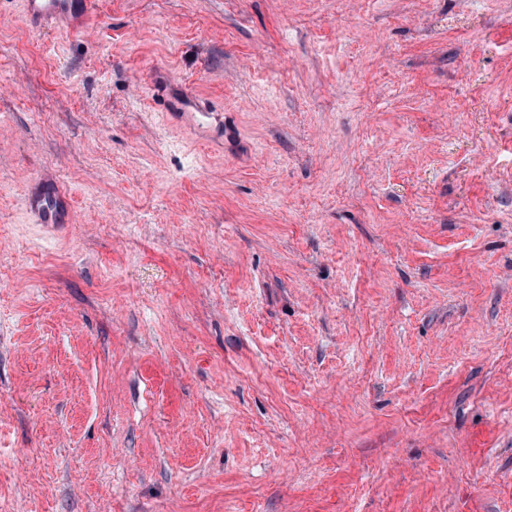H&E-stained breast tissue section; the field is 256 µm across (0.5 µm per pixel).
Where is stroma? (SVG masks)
Returning a JSON list of instances; mask_svg holds the SVG:
<instances>
[{
	"label": "stroma",
	"mask_w": 512,
	"mask_h": 512,
	"mask_svg": "<svg viewBox=\"0 0 512 512\" xmlns=\"http://www.w3.org/2000/svg\"><path fill=\"white\" fill-rule=\"evenodd\" d=\"M21 2L0 507L512 512V0H97L72 33ZM160 66L223 147L148 108ZM25 201L34 224L58 231L71 223L74 209L72 193L51 177L33 180L25 190Z\"/></svg>",
	"instance_id": "obj_1"
}]
</instances>
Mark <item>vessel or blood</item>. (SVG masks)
<instances>
[{
  "label": "vessel or blood",
  "instance_id": "obj_1",
  "mask_svg": "<svg viewBox=\"0 0 512 512\" xmlns=\"http://www.w3.org/2000/svg\"><path fill=\"white\" fill-rule=\"evenodd\" d=\"M24 14L35 27L53 24L65 28L72 19L91 16L96 0H23ZM149 105L158 112H182L190 121L223 124L224 115L214 109L210 99L176 83L165 70L157 69L148 77ZM28 212L34 223L56 231L71 221L74 202L69 189L59 186L51 177L33 180L25 190Z\"/></svg>",
  "mask_w": 512,
  "mask_h": 512
}]
</instances>
